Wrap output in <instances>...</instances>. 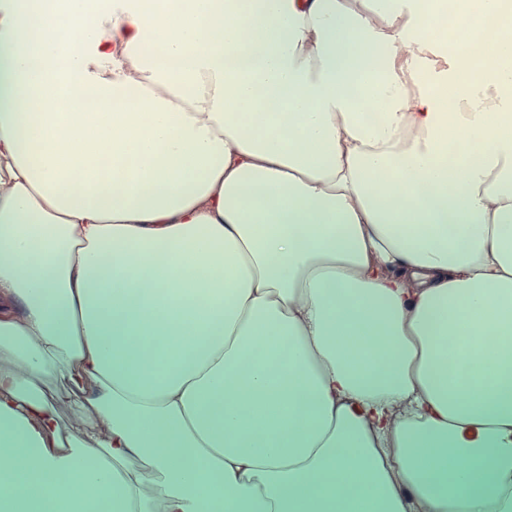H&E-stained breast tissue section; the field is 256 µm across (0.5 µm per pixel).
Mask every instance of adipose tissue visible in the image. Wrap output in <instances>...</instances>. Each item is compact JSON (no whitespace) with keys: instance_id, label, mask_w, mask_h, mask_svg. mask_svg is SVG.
Returning <instances> with one entry per match:
<instances>
[{"instance_id":"1","label":"adipose tissue","mask_w":512,"mask_h":512,"mask_svg":"<svg viewBox=\"0 0 512 512\" xmlns=\"http://www.w3.org/2000/svg\"><path fill=\"white\" fill-rule=\"evenodd\" d=\"M0 512H512V0H0Z\"/></svg>"}]
</instances>
